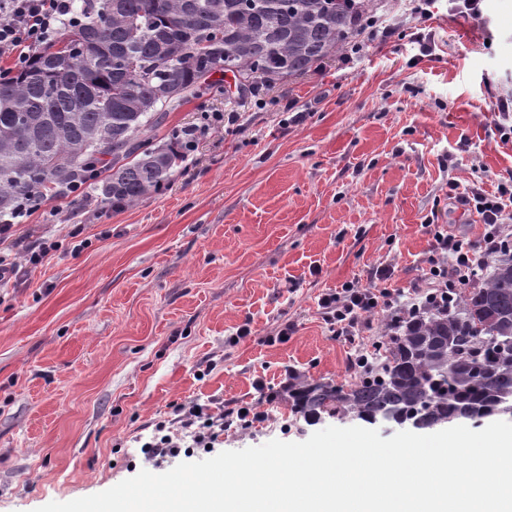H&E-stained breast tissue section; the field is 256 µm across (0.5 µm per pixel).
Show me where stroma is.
<instances>
[{"label":"stroma","instance_id":"obj_1","mask_svg":"<svg viewBox=\"0 0 512 512\" xmlns=\"http://www.w3.org/2000/svg\"><path fill=\"white\" fill-rule=\"evenodd\" d=\"M481 7L475 20L434 0L422 17L412 0H374L373 29L353 35L365 53L342 47L255 95L223 81L168 113L167 130L211 129L163 192L120 210L92 188L78 205L50 197L18 227L15 253L47 236L58 247L0 282V512L169 471L141 450L160 431L195 462L334 425L291 411L288 374L344 381L393 313L342 344L320 295L385 266L396 285L423 286L427 221L482 231L449 183L491 193L512 176L490 105L512 93V0ZM245 403L264 420L233 422L214 447L183 426L187 407Z\"/></svg>","mask_w":512,"mask_h":512}]
</instances>
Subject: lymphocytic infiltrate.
<instances>
[{
	"label": "lymphocytic infiltrate",
	"instance_id": "1",
	"mask_svg": "<svg viewBox=\"0 0 512 512\" xmlns=\"http://www.w3.org/2000/svg\"><path fill=\"white\" fill-rule=\"evenodd\" d=\"M72 0H0V58L12 69L28 65L51 39L57 36L71 16ZM448 196L475 212L483 224L479 240L470 241L434 225L427 258V285L413 288L411 303H404V291L392 286L391 269L377 271L367 285L351 281L323 293L318 301L323 319L337 341L355 343L363 335L368 314L393 310L405 314L409 308L443 302L449 293L468 287L480 266L512 251V232L506 227L512 219V178L499 181L495 194H486L479 185L466 187L453 183Z\"/></svg>",
	"mask_w": 512,
	"mask_h": 512
}]
</instances>
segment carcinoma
<instances>
[{
  "label": "carcinoma",
  "instance_id": "cac0c4a2",
  "mask_svg": "<svg viewBox=\"0 0 512 512\" xmlns=\"http://www.w3.org/2000/svg\"><path fill=\"white\" fill-rule=\"evenodd\" d=\"M370 0H74L70 27L0 73V219L83 183L119 210L163 191L187 147L158 132L217 72L242 91L304 74L352 36ZM307 418L446 420L512 410V254L446 308L423 307L341 383L299 379Z\"/></svg>",
  "mask_w": 512,
  "mask_h": 512
}]
</instances>
